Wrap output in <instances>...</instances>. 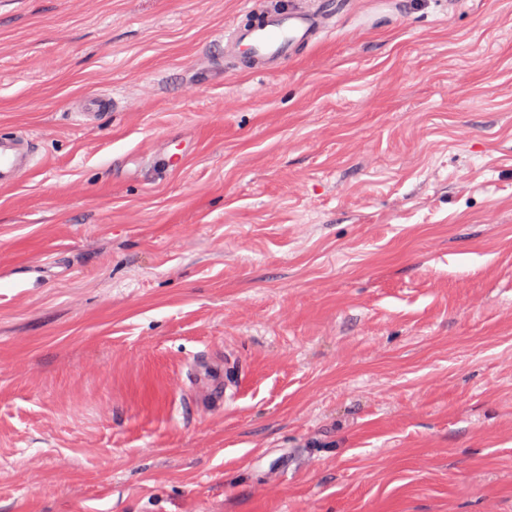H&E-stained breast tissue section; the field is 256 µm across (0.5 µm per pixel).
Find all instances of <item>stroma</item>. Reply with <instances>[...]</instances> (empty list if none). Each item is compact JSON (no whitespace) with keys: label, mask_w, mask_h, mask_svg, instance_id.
I'll return each mask as SVG.
<instances>
[{"label":"stroma","mask_w":512,"mask_h":512,"mask_svg":"<svg viewBox=\"0 0 512 512\" xmlns=\"http://www.w3.org/2000/svg\"><path fill=\"white\" fill-rule=\"evenodd\" d=\"M249 6L0 0V512H512V0ZM346 0H310L269 5L256 0L247 20L224 32V58L244 59L255 73L280 71L297 49L318 41ZM280 3V4H278ZM116 109L117 101L108 97H81L72 103V114L75 121L82 126L95 124L103 111ZM33 139L24 131L0 132V188L20 185L39 166Z\"/></svg>","instance_id":"35a3bbf8"}]
</instances>
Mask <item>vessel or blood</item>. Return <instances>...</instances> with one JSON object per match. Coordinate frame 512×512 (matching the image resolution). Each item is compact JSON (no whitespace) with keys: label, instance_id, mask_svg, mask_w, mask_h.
Listing matches in <instances>:
<instances>
[{"label":"vessel or blood","instance_id":"obj_1","mask_svg":"<svg viewBox=\"0 0 512 512\" xmlns=\"http://www.w3.org/2000/svg\"><path fill=\"white\" fill-rule=\"evenodd\" d=\"M340 6V0H279L275 5L255 0L246 21L225 31L224 55L246 60L256 73L278 72L297 49L318 41ZM114 105L108 97H82L72 103L73 116L79 125L89 126ZM38 165V151L26 132H0V188L20 185Z\"/></svg>","mask_w":512,"mask_h":512}]
</instances>
